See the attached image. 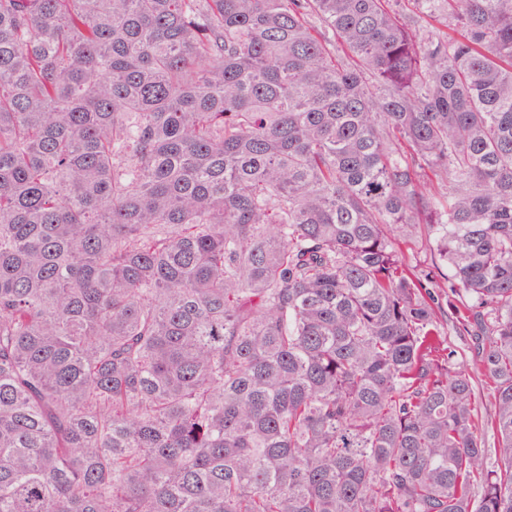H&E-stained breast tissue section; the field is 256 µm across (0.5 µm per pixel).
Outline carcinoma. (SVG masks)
I'll return each mask as SVG.
<instances>
[{"label": "carcinoma", "mask_w": 512, "mask_h": 512, "mask_svg": "<svg viewBox=\"0 0 512 512\" xmlns=\"http://www.w3.org/2000/svg\"><path fill=\"white\" fill-rule=\"evenodd\" d=\"M0 512H512V0H0Z\"/></svg>", "instance_id": "obj_1"}]
</instances>
